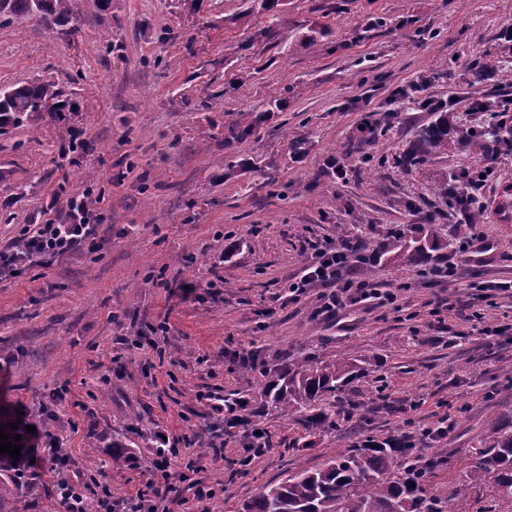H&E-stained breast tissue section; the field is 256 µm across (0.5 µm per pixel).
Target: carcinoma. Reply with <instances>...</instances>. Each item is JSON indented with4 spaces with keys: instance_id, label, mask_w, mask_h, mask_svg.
Here are the masks:
<instances>
[{
    "instance_id": "obj_1",
    "label": "carcinoma",
    "mask_w": 512,
    "mask_h": 512,
    "mask_svg": "<svg viewBox=\"0 0 512 512\" xmlns=\"http://www.w3.org/2000/svg\"><path fill=\"white\" fill-rule=\"evenodd\" d=\"M0 16L37 18L46 27L71 26L78 29L73 0H0ZM72 108L57 85L34 80L20 85L0 86V134L10 127L47 114ZM512 142L501 130L475 135L461 132L448 136V115L438 117L417 130L407 162L416 165L428 156L449 150L482 152L489 141ZM396 258L425 267L434 260L436 235L421 231L411 239L397 234ZM264 373L265 383L249 416L240 415L243 401L224 397V427L251 429L254 441L247 455L236 464L250 466L262 454L269 435L257 423L271 416L295 420L302 430L292 447L311 446L309 437L338 425L341 415L352 419L360 405L329 411L320 404L363 378L367 368L359 359L344 356L319 361L310 356L285 353L269 369L257 355L242 360L239 373L251 377ZM423 438L409 433L384 438L366 435L337 451L331 460L314 468L299 467L281 483L259 492L243 505V512H462L458 504L467 502V512H512V406L493 415L476 437L470 453L465 484L441 491L431 478L450 458L440 453L426 454L419 444Z\"/></svg>"
}]
</instances>
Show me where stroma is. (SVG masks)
Wrapping results in <instances>:
<instances>
[{
    "mask_svg": "<svg viewBox=\"0 0 512 512\" xmlns=\"http://www.w3.org/2000/svg\"><path fill=\"white\" fill-rule=\"evenodd\" d=\"M80 29H48L13 18L0 29V86L54 82L75 109L0 135V248L21 228L64 221L60 191L93 189L101 201L102 249L0 282V416L22 403L47 407L48 428L68 448L89 489L88 512L110 489L126 498L153 478V430L172 443H220L223 459L196 475L212 495L204 512H240L262 487L298 464L317 466L361 433L408 432L451 418L444 446L471 448L502 405L492 397L512 365V298L471 317L468 284L512 278V224L448 207L444 175L495 161L512 180V151H451L403 165L419 126L434 115L399 96L417 81L444 102L448 129L469 128L471 104L506 95L496 77L472 74L484 52L512 64L499 33L512 0H275L262 13L249 0H74ZM377 121L365 136L367 117ZM252 125L247 137L235 125ZM91 149L69 164L72 138ZM347 175L338 178L337 166ZM498 181L483 189L493 202ZM439 264L458 267L436 281L382 250L399 230L431 213ZM375 247L361 269L405 286L401 310L356 304L316 315L319 289L288 297L308 260V240L336 227ZM483 236L465 255L456 239ZM217 281V291L207 290ZM198 286L183 299L178 286ZM167 323L168 336L153 329ZM504 326L498 336L481 327ZM365 360L357 388L331 407L363 402V417L317 434L309 448L284 451L300 426L266 420L272 448L251 467L241 433L224 434V396L250 389L238 365L258 354ZM121 466H113V456ZM34 490L0 472V512H59L55 476Z\"/></svg>",
    "mask_w": 512,
    "mask_h": 512,
    "instance_id": "1",
    "label": "stroma"
}]
</instances>
